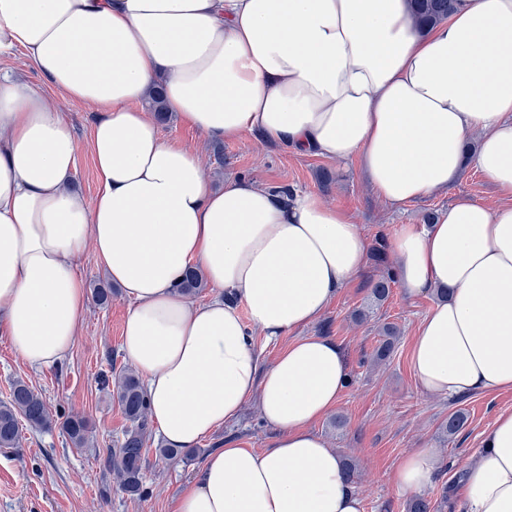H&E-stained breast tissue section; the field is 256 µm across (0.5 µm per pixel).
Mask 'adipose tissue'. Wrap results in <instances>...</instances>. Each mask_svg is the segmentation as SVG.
I'll use <instances>...</instances> for the list:
<instances>
[{
	"instance_id": "obj_1",
	"label": "adipose tissue",
	"mask_w": 512,
	"mask_h": 512,
	"mask_svg": "<svg viewBox=\"0 0 512 512\" xmlns=\"http://www.w3.org/2000/svg\"><path fill=\"white\" fill-rule=\"evenodd\" d=\"M16 49L47 87L0 75V327L14 350L37 368L70 351L91 248L129 303L121 348L168 446H195L251 402L276 433L262 451L209 455L174 512H363L312 429L349 382L346 357L303 330L364 272L369 245L319 194L211 188L143 108L152 88L210 138L358 164L392 206L452 189L471 162L501 204L460 196L432 223L399 225L392 274L411 300L448 291L410 343L422 392L512 389V0H454L429 27L408 0H0V56ZM65 101L99 113L90 204L71 187ZM191 268L218 291L198 306L180 290ZM255 329L289 339L270 365ZM483 448L464 473L467 512H512V411ZM437 462L408 454L395 488L429 486Z\"/></svg>"
}]
</instances>
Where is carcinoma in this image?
I'll return each mask as SVG.
<instances>
[{
  "label": "carcinoma",
  "instance_id": "obj_1",
  "mask_svg": "<svg viewBox=\"0 0 512 512\" xmlns=\"http://www.w3.org/2000/svg\"><path fill=\"white\" fill-rule=\"evenodd\" d=\"M413 17L418 25H434L448 17L452 0H411ZM150 106L156 114L157 121L166 123L170 120L164 108L162 90L157 88L149 94ZM392 278L383 276L372 283L371 295L375 301L383 302L389 294ZM205 287L200 274L189 270L181 289L186 294L196 293ZM383 339L373 354V360L386 363L390 360L395 342L398 340L397 326L386 324L382 327ZM104 382H113L116 398L129 425L117 440L114 448L107 449L105 466L112 470L119 479L121 490L129 496L140 497L143 489V464L149 449L146 448L150 438L148 406L144 387L136 373L126 367L109 366L103 373ZM31 426L52 428L60 424L62 431L70 442L82 446L90 431L88 421L80 415H68L62 422H57L49 411L41 393L23 381L17 380L11 386L8 400L0 402V448H14L19 443L21 422ZM467 423L465 412L458 410L448 415L442 424V433L451 438L461 432Z\"/></svg>",
  "mask_w": 512,
  "mask_h": 512
}]
</instances>
